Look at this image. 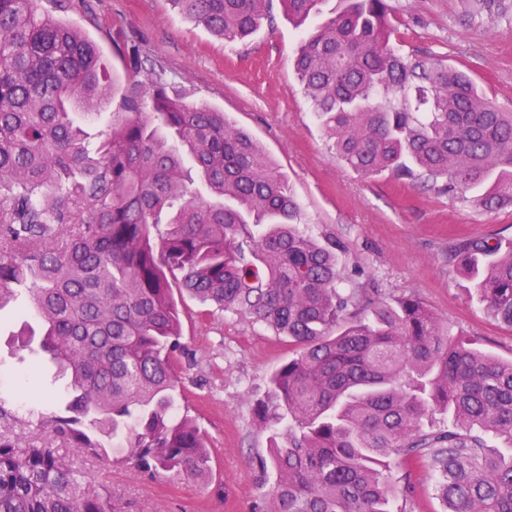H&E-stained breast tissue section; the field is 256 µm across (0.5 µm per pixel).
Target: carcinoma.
<instances>
[{
  "label": "carcinoma",
  "instance_id": "carcinoma-1",
  "mask_svg": "<svg viewBox=\"0 0 512 512\" xmlns=\"http://www.w3.org/2000/svg\"><path fill=\"white\" fill-rule=\"evenodd\" d=\"M39 2L0 0V310L26 297L39 332L18 343L38 341L68 379L63 414L41 423L86 455L118 439L139 472L204 478L208 439L177 410V289L296 345L256 411L273 477L258 512H394L413 491L389 482L396 463L434 474L444 512H512V360L453 338L411 296L360 306L336 241L299 230L286 176L223 112L187 101L138 41L119 46L123 118L90 141L81 118L101 115L111 74ZM271 2L171 0L228 41L253 34ZM279 2L340 161L486 210L512 205V112L466 72L395 46L390 0H335L316 25L328 0ZM448 259L512 328V242L463 240ZM0 512L115 509L53 448L0 435Z\"/></svg>",
  "mask_w": 512,
  "mask_h": 512
}]
</instances>
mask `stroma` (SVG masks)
<instances>
[{
    "label": "stroma",
    "instance_id": "1",
    "mask_svg": "<svg viewBox=\"0 0 512 512\" xmlns=\"http://www.w3.org/2000/svg\"><path fill=\"white\" fill-rule=\"evenodd\" d=\"M393 42L406 54L435 58L467 72L500 109L512 112V0H392ZM57 17L100 48L114 76L106 113L87 121L106 130L127 86L119 43L142 40L189 102L224 112L282 171L298 200L302 228L342 247L345 285L375 301H422L454 336L512 359V329L492 320L470 282L448 263L450 246L484 237L512 239V206L487 211L454 202L432 183L386 175L366 179L336 159L293 70L300 34L280 4L250 37L215 39L173 9L170 0H63ZM188 356L178 366L182 411L211 443L210 472L199 482L178 471L152 478L134 472L120 448L90 457L50 429H33L31 410L58 414L63 383L31 378L0 390V435L47 441L73 466L106 488L117 512H255L256 479L268 434L256 424L269 375L288 360V337L251 319L183 297Z\"/></svg>",
    "mask_w": 512,
    "mask_h": 512
}]
</instances>
